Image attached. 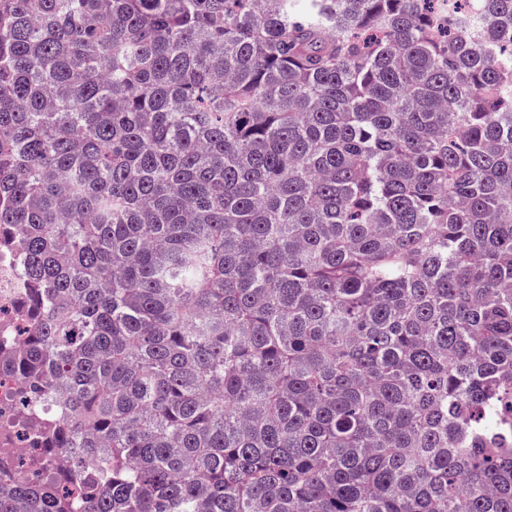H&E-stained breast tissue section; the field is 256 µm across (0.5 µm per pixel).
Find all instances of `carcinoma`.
<instances>
[{
    "instance_id": "cac0c4a2",
    "label": "carcinoma",
    "mask_w": 512,
    "mask_h": 512,
    "mask_svg": "<svg viewBox=\"0 0 512 512\" xmlns=\"http://www.w3.org/2000/svg\"><path fill=\"white\" fill-rule=\"evenodd\" d=\"M0 512H512V0H0ZM23 265L20 255L0 247V342L18 349L32 321L22 304ZM24 382L17 378L0 375V447H1V424L5 421L11 422L13 433V447L15 448L16 459L15 467L10 475L16 478L23 470L22 462L28 458L38 455L42 451L40 441L27 432L22 424L23 417L28 409L35 405L29 398H23L25 395Z\"/></svg>"
}]
</instances>
